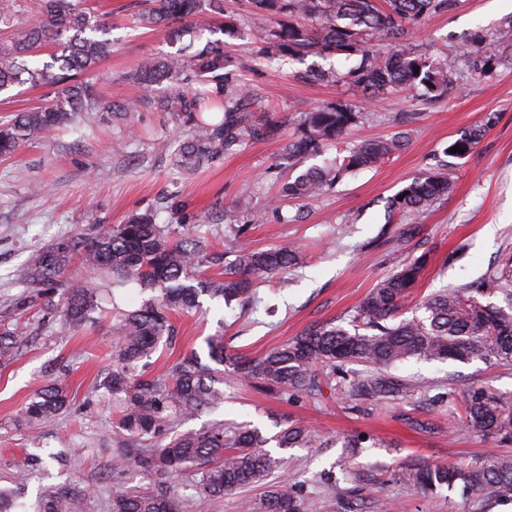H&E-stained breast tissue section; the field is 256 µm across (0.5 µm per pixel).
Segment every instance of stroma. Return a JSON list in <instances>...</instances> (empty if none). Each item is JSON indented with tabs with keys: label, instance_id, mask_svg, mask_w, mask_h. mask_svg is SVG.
I'll use <instances>...</instances> for the list:
<instances>
[{
	"label": "stroma",
	"instance_id": "35a3bbf8",
	"mask_svg": "<svg viewBox=\"0 0 512 512\" xmlns=\"http://www.w3.org/2000/svg\"><path fill=\"white\" fill-rule=\"evenodd\" d=\"M111 30L112 52L94 74L103 99L123 106L135 101L128 121L101 115L77 119L45 132L0 158V333L21 329L7 356L0 358V486L28 475L24 500L34 503L44 487L78 486L87 492V512H110L112 488L122 484L147 492L159 480L137 466L112 473L115 409L108 387L112 369V308L132 309L150 291L91 274L73 254L56 282L25 283L17 272L30 256L63 240L91 239L151 213L157 223L183 224L208 241L212 250L237 245L264 250L292 243L307 254L303 268L286 279L269 277L256 286L253 306L204 301L200 312L174 316L170 346L152 359V371L170 369L190 351H204V340L223 333L226 355L261 357L267 351L328 322L348 325L356 305L399 263L427 254L420 295L467 284L512 251V47L499 33L512 21V0H455L448 12L422 21L414 39L423 52L446 59L460 78L446 95L426 102L414 92L389 96L374 122L353 127L341 142L325 143L314 164L338 157L346 146L388 137L397 120L409 115L404 149L381 166L359 172L323 195L269 207L283 186L299 174L283 154L302 113L336 100H353L345 85L298 78V63L270 61L260 53L264 17L249 0H225L237 19L239 35L224 48L229 70L248 92L249 111H270L282 121L280 137L245 141L233 153L187 172L176 164L186 139L167 113L154 105L164 87L142 88L130 76L147 57L177 52L162 27L134 23L141 0H85ZM482 38L498 63L484 76L471 75L461 49ZM497 119L477 149L463 159H445L443 150L487 114ZM448 161L455 183L448 197L419 217L386 222L389 200L414 178ZM265 211L262 223L242 216L246 229L235 233L224 223L225 210L241 200ZM81 279L110 294L91 322L69 327L61 312L62 283ZM408 383L411 396L370 401L347 396L340 376L319 373L320 388L281 397L247 383L225 381L224 402L209 413L179 421L181 431H200L224 421L278 433L289 419L312 426L325 445L281 450L288 482L301 486L313 512H377L379 501L395 512H474L473 496L461 489L423 491L402 480L408 469L448 466L512 454V444L485 438L460 421L459 395L480 385L512 401V364L412 359L392 368ZM51 384L65 388L67 409L29 431L23 413L31 397ZM361 436L366 446L347 449ZM184 486L185 512H240L245 499L260 498L256 484L225 496L220 506Z\"/></svg>",
	"mask_w": 512,
	"mask_h": 512
}]
</instances>
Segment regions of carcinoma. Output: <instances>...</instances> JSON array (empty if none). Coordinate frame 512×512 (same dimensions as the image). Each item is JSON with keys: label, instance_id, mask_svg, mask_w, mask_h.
I'll return each mask as SVG.
<instances>
[{"label": "carcinoma", "instance_id": "cac0c4a2", "mask_svg": "<svg viewBox=\"0 0 512 512\" xmlns=\"http://www.w3.org/2000/svg\"><path fill=\"white\" fill-rule=\"evenodd\" d=\"M135 22L170 28L171 37L185 32L180 22L188 17L224 14V0H144ZM455 0H251L252 7L270 18L262 32L263 53L270 59L286 57L303 64L310 56L359 57L346 71L333 65L314 64L308 77L326 84H344L367 102H380L402 90L425 88L441 97L455 84L457 72L448 62L431 60L412 41V27L444 13ZM41 18L27 23L14 37L0 42V93L28 84L49 87L56 96L47 103L17 112L0 124V157L80 114L112 112V103L101 98L88 82L112 51L110 30L80 0H41ZM313 24L303 26L296 18ZM474 70L483 73L495 64V55L471 45L465 51ZM224 41L206 40L192 55L148 58L131 79L141 87L167 85L170 91L157 100V108L188 128L177 165L194 170L233 152L247 139L274 136L280 125L271 114L254 118L243 104V92L226 68ZM419 70H414V67ZM193 79L205 86L190 96L180 85ZM223 108L217 121L205 118L215 107ZM375 118L346 101H336L303 114L298 131L285 146V156L297 161L319 153L326 141H340L347 130ZM488 114L483 123L467 128L444 149L447 156H469L494 125ZM407 142L404 132L370 140L348 150V155L309 168L283 187V196L304 200L316 197L344 179L390 159ZM461 151L452 153V147ZM448 167L415 178L393 198L392 211L421 215L452 190ZM71 246L61 242L33 254L19 274L23 282L54 279L69 258ZM209 253L198 239L181 237L171 224L160 225L151 215H136L124 224L93 238L82 247L85 264L124 283H136L158 295L134 310L113 307L112 398L119 404L116 428L129 441L160 444L139 449V466L148 474L173 476L184 471L200 475L197 493L220 503L224 495L259 483L282 467V459L266 450L270 441L278 448L322 447L315 432L299 423H285L272 438L257 428L242 426L227 434L216 422L203 432H178L172 423L185 420L224 403V371L229 364L237 379L281 395L305 391L316 385V370L327 365L363 363L369 370L347 373L350 391L373 399L399 398L408 387L384 371L410 359L512 363V253L478 281L463 287L444 288L417 303L424 311L392 323L413 294L427 265L415 257L381 280L363 298L351 320L354 330L324 324L269 350L258 359L224 355V334L205 338L213 368L197 352L183 356L170 371L155 375L145 368L171 334L173 314H191L202 308L201 298L257 301L256 281L288 272L304 264L295 246L249 250L238 248ZM219 268L200 278L201 263ZM502 297L503 304L488 301ZM100 305L99 289L82 282L66 285L63 313L79 329ZM69 405L68 393L55 385L37 392L26 411L33 427H41ZM465 425L485 437L512 442V406L499 395L472 386L462 394ZM414 488H452L460 483L478 499L475 512H487L490 503H512V456H491L475 464L456 467H417L407 473ZM84 491L46 488L35 512H86ZM185 497L176 489L134 494L115 484L112 512H184ZM303 496L289 490L288 482L267 485L264 496L244 504V512H309ZM0 512H25L16 490L0 487Z\"/></svg>", "mask_w": 512, "mask_h": 512}]
</instances>
